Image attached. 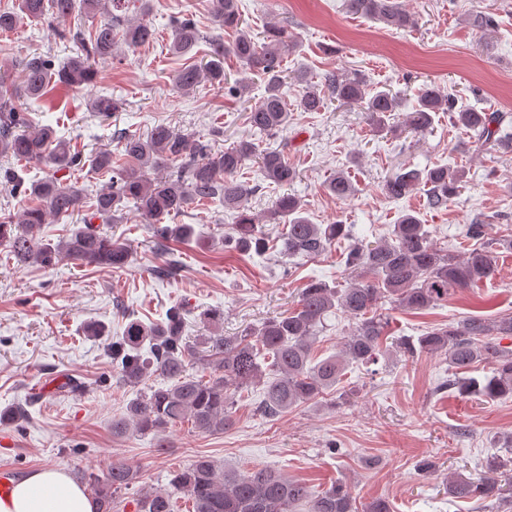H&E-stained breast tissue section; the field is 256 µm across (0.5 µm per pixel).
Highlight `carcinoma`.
<instances>
[{"label": "carcinoma", "instance_id": "carcinoma-1", "mask_svg": "<svg viewBox=\"0 0 512 512\" xmlns=\"http://www.w3.org/2000/svg\"><path fill=\"white\" fill-rule=\"evenodd\" d=\"M151 0H21L19 10H0V31L16 30L21 20H62L75 9L89 16L102 12L108 19L90 33L81 30L62 34L80 44V51L65 64L54 68L53 61L41 55L21 62L23 82L10 91L0 73V155L23 163L0 177V192L28 196L36 201L18 216H0V246L20 266L50 267L63 259L114 270L125 268L130 250L125 242L93 226L67 230L57 241L39 238L42 224L50 215L57 221L70 218L90 204L92 215L114 220L127 211L138 213L151 225L160 242L189 240L198 236L193 224H163L167 216H178L193 205L215 201L235 213L234 248L241 254L266 252L264 224H281L280 253L289 257L314 258L336 245L345 247L346 284L331 286L319 280L308 281L298 294L292 310L266 319L258 326H247L226 334L220 328L224 313L207 310L199 319L209 335L190 343L183 338L186 310L175 305L160 322L144 323L131 319L112 341V370L118 379L146 390L130 400L125 413L112 419V434L131 432L159 435L187 419L201 433H218L233 423L236 394L263 384L258 412L274 419L295 407L318 403L343 383L346 369L355 364L365 368L380 359L391 360L401 354L443 356L455 374L439 389L448 388L460 397L497 399L512 397V349L497 341L512 337V315L494 320L467 317L445 326H430L418 336L389 337V317L382 312L385 303L411 312H423L448 304L457 292L473 288L493 277L499 253H512V235L483 240L484 229L495 216L485 213L466 225L462 236L479 244L461 256L440 247L430 230L411 212L403 213L393 225L390 240L365 244L353 234L351 225L340 221L314 224L307 216L306 204L294 194L278 197L259 217L248 212L244 201L261 186L238 180L252 160L258 161L263 177L276 185H288L297 173L281 149H263L261 144L288 126V71L285 60L296 47V37L286 28L270 27L254 33L242 26L239 0H215V24L233 34L231 41L210 38L211 51L201 62L185 63L176 71L175 86L188 93L203 81L219 88L227 81L224 58L233 57L240 66L232 91L242 96L249 92L252 77L265 82L264 93L251 104L248 120L253 137L243 138L216 152L207 134L175 132L157 125L145 135L117 133L124 163L114 164L112 152L100 150L88 157L73 149L69 141L57 136L50 125H33L15 99L33 104L48 100L61 88L89 85L97 81L95 63L114 56L116 36L127 47H141L157 39L158 29L145 19ZM347 12L359 14L396 29L415 26V18L400 0H345ZM470 24L487 31L494 18L487 9H474ZM171 52L177 57L190 54L201 39L191 19H171ZM301 85L294 107L302 112H320L332 102L339 106L359 104L369 125L379 132L386 119L395 117L393 132L422 137L430 132L435 117L448 113V119L465 129L469 149L475 155L489 153L512 156V113L477 110L458 106L455 95L436 83L420 89L412 111H401L398 97L389 91L369 87L359 73L329 72L314 80L306 71L294 74ZM94 110L103 116L119 111L121 102L99 95ZM44 164L52 173L29 176L28 165ZM90 166L94 172L112 174L109 185L90 193L67 183L57 174H72ZM463 166L436 164L418 168L408 164L385 180L382 190L393 200L402 199L420 187L426 188L427 207H448L467 182ZM326 190L338 200L355 195L357 188L344 172H336ZM337 311L350 320L336 352L319 359L314 353L318 334L329 316ZM391 345H385V341ZM478 362L490 365V374L479 380L462 373ZM208 373L198 377L190 370ZM487 475L473 480L448 478V494L476 502L478 512H512V486L501 484L500 477L512 472V435L502 452L485 460ZM136 473L124 462H112L103 477L89 478L99 503L98 512H112L115 494L129 488ZM170 485L191 503V512H393L385 498L357 505L347 482L338 479L317 494L306 483L265 468L244 473H226L207 456L197 457L185 470L175 473ZM137 512H173L172 494L152 492L140 496Z\"/></svg>", "mask_w": 512, "mask_h": 512}]
</instances>
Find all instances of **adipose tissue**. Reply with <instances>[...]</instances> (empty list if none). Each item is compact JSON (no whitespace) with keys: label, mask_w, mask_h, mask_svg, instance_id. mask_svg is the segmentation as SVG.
<instances>
[{"label":"adipose tissue","mask_w":512,"mask_h":512,"mask_svg":"<svg viewBox=\"0 0 512 512\" xmlns=\"http://www.w3.org/2000/svg\"><path fill=\"white\" fill-rule=\"evenodd\" d=\"M97 504L64 470L43 469L16 479L0 512H96Z\"/></svg>","instance_id":"ef3b65f1"}]
</instances>
